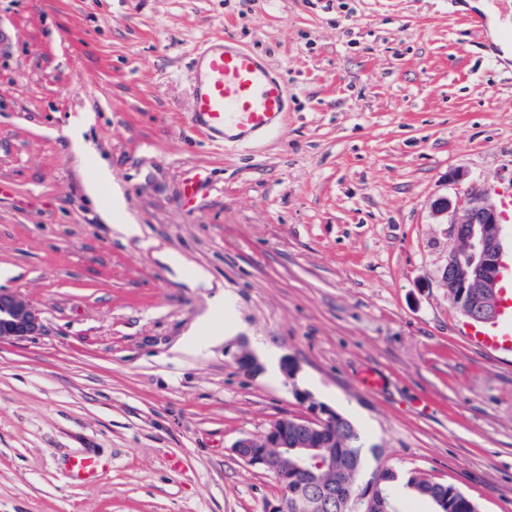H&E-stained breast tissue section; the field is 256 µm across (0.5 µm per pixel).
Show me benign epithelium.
I'll list each match as a JSON object with an SVG mask.
<instances>
[{"label":"benign epithelium","instance_id":"obj_1","mask_svg":"<svg viewBox=\"0 0 512 512\" xmlns=\"http://www.w3.org/2000/svg\"><path fill=\"white\" fill-rule=\"evenodd\" d=\"M450 211H460L462 215L454 221L458 245L448 254L441 270L442 286L466 317L476 322H492L499 315L502 253V223L497 205L485 191L472 187L456 202L446 196L433 202L432 213L436 218L442 220ZM41 330V320L26 298L0 290V342L21 341ZM310 412L308 417L293 420L291 430L279 419L259 436L239 438L233 445L234 452L247 463L276 474L285 493L288 456H293L296 466L305 474L300 496L312 512H335L338 495L347 504H365L364 512H396L398 505L392 498L380 502L374 498L382 483L380 478L359 485L352 492L342 485L325 487L318 482L317 473L323 468L336 471V450L326 438L336 433L337 412L319 404L312 405Z\"/></svg>","mask_w":512,"mask_h":512}]
</instances>
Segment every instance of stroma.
<instances>
[{"label":"stroma","instance_id":"1","mask_svg":"<svg viewBox=\"0 0 512 512\" xmlns=\"http://www.w3.org/2000/svg\"><path fill=\"white\" fill-rule=\"evenodd\" d=\"M472 17L461 0H0V289L43 325L0 343V512H268L280 486L232 446L307 415L302 392L357 426L365 477L417 470L512 512V357L464 336L440 282L455 228L431 212L512 183V62ZM225 34L290 89L249 143L190 123V58ZM101 161L113 221L87 191ZM195 170L215 184L188 213ZM199 269L211 287H190ZM79 454L112 469L73 483Z\"/></svg>","mask_w":512,"mask_h":512}]
</instances>
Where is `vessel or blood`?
<instances>
[{"label":"vessel or blood","mask_w":512,"mask_h":512,"mask_svg":"<svg viewBox=\"0 0 512 512\" xmlns=\"http://www.w3.org/2000/svg\"><path fill=\"white\" fill-rule=\"evenodd\" d=\"M191 119L196 130L213 142L250 141L278 129L289 108L290 91L283 75L235 37L206 41L195 53L190 73ZM208 178L193 175L183 182V208L193 211L206 194ZM470 341L484 349L512 353V302L496 323L467 324ZM72 480L87 482L107 474V463L91 455L72 457Z\"/></svg>","instance_id":"vessel-or-blood-1"}]
</instances>
